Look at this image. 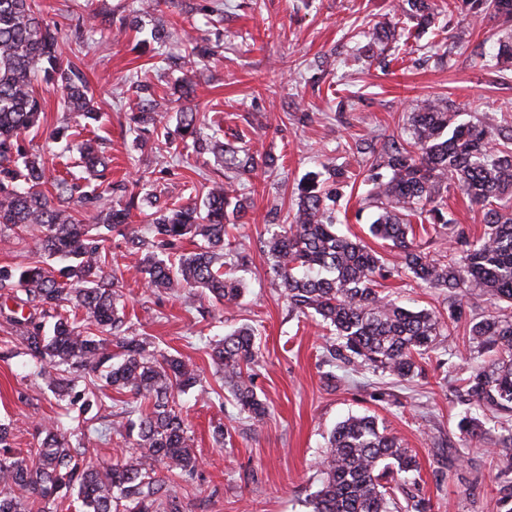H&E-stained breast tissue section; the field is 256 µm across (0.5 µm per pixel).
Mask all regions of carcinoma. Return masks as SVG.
<instances>
[{
	"label": "carcinoma",
	"mask_w": 512,
	"mask_h": 512,
	"mask_svg": "<svg viewBox=\"0 0 512 512\" xmlns=\"http://www.w3.org/2000/svg\"><path fill=\"white\" fill-rule=\"evenodd\" d=\"M467 15L487 13L512 22V0H466ZM401 11L429 26L434 13L427 0H401ZM64 86V108L85 123L97 122L81 65L64 56L55 24L35 0H0V242L20 240L37 231L38 259L22 267H0V299H21L32 309L11 319L29 357L31 374L59 400H68L86 415L101 408L95 379L127 396L119 420L87 432L68 431L56 421L42 429L35 455L13 450L12 432L0 423V512H183L179 498L159 472L194 476L198 460L174 392L197 385L193 364L168 355L147 336L135 332L116 306L120 281L107 271L108 243L122 236L149 287L191 304L192 290L202 288L229 304L243 284L224 270V236L230 219H243L246 206L230 181L215 180L205 211L195 204L167 207L154 191L140 194L120 182L88 188L66 178L55 194L42 191L53 159L29 154L20 136L40 127L45 102L36 94L38 77ZM133 122L158 129L162 116L155 91L136 85ZM448 103L427 99L409 113L403 133L376 148L363 139L356 151L370 150L364 175L368 206L378 210L370 234L399 251L402 270L431 288L450 292L478 289L487 300L512 303V121L499 126L459 121ZM199 113L180 110L181 138L198 154L221 159L224 170L250 176L258 165L276 171L272 157L258 160L246 146L205 139L198 132ZM81 167H106L90 139L75 144ZM340 168L314 173L298 187L297 209L289 224L266 241L268 261L291 310L317 315L331 329V358L353 367L397 377L414 373L437 338L454 331L455 311L448 317L413 311L376 288L383 263L357 236L336 232L337 200L349 186ZM456 186L482 208L485 230L473 239L464 233L435 258L416 242L417 232L440 234L452 228L448 189ZM156 206L149 214L155 235L137 234L133 211ZM97 212L96 224L78 218ZM196 248L172 255L187 238ZM470 340L493 357L472 368L461 380L457 398L466 406L458 430L468 441H480L485 422L474 411L489 412L504 434L500 443L512 449V312L490 314L469 323ZM258 356L254 330L245 325L210 345V357L229 386L239 411L259 423L264 403L252 386ZM129 440L128 455L99 468L83 465L86 435L104 440L111 432ZM319 489L311 495V512H428L423 498L399 506L389 482L418 471L411 450L379 428L373 415L350 416L331 432L319 463Z\"/></svg>",
	"instance_id": "1"
}]
</instances>
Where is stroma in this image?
Wrapping results in <instances>:
<instances>
[{
	"label": "stroma",
	"mask_w": 512,
	"mask_h": 512,
	"mask_svg": "<svg viewBox=\"0 0 512 512\" xmlns=\"http://www.w3.org/2000/svg\"><path fill=\"white\" fill-rule=\"evenodd\" d=\"M44 16L58 27L65 53L76 49V26L90 25L100 8H111L116 22L83 58L101 122L82 129L85 139H99L110 161L109 180L147 184L165 192L169 203L203 201L204 177L219 171L213 154L185 156L176 131L180 108L173 86L181 72L163 67L173 47L187 37L207 39L215 54L196 73L193 108L204 115L203 131L223 142L240 132L251 152L272 155L279 169L240 182L248 204L247 221L229 226L228 237L249 254L234 271L245 288L234 307L202 294L193 306L147 288L122 237H113L108 260L124 288L118 300L138 332L162 351L193 362L198 387L178 398L198 458V474L187 481L171 476L169 486L185 512H309L307 501L318 489L321 459L330 433L349 415L377 416L387 433L417 456V493L429 499L431 512H504L506 483L498 474L489 439L465 442L457 429L461 411L455 389L478 360L466 329L470 319L492 307L479 290L462 297V320L452 336L437 340L434 353L419 361L413 377L402 380L329 361L326 331L315 318L290 311L261 245L268 238L267 214L297 209V187L309 173L342 168L360 173L363 155L354 153L357 137L400 134L417 101L443 98L463 120L496 124L512 110V66L496 65L499 39L512 26L487 17L469 25L460 13H443L437 27L421 31L405 19L398 43H376L371 52L363 30L395 15L398 0H224V20L213 26L187 21L184 0H160L156 16L143 17L144 29L163 20L168 37L145 52L133 49L138 32L122 28L120 18L139 0H37ZM150 81L166 114L168 148L150 147L155 136L131 127L135 108L131 83ZM45 100L39 131L22 144L40 153L53 149L57 170L75 167L76 151L51 143L62 125L77 126L65 112L59 87L37 83ZM364 184H355L340 201L347 219L339 229L366 239L385 263L384 294L400 305L447 313L448 291L430 288L408 275H394L399 258L386 242L370 238L367 221L373 208H361ZM256 331L259 359L253 384L268 413L260 423L240 414L231 392L210 358V343L234 328ZM16 333L0 313V423L11 426L13 446L28 452L38 445L40 429L63 420L81 426L77 414L63 416L49 390L24 366ZM223 426L224 443L213 440Z\"/></svg>",
	"instance_id": "stroma-1"
}]
</instances>
